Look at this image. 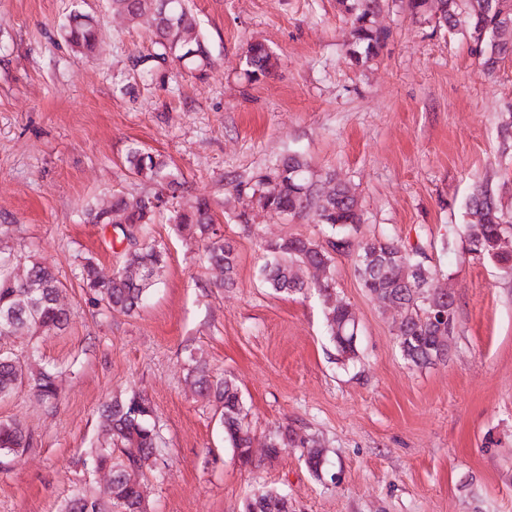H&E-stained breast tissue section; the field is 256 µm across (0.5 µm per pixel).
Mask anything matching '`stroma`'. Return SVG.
Here are the masks:
<instances>
[{
  "label": "stroma",
  "instance_id": "stroma-1",
  "mask_svg": "<svg viewBox=\"0 0 512 512\" xmlns=\"http://www.w3.org/2000/svg\"><path fill=\"white\" fill-rule=\"evenodd\" d=\"M213 64L204 78L165 64L141 77L152 17L130 21L108 0H0V251L51 264L65 286L66 329L11 336L0 347L34 353L58 373L59 398L28 387L0 398V422L22 424L29 448L0 454V512H62L76 486L105 496L91 453L106 445L97 408L142 392L163 443L139 480L148 512H244L263 488L293 512H512V276L467 251V198L498 187L512 213V150L498 136L512 105V60L487 76L463 29L436 31L409 0H383L379 53L352 62L336 0H188ZM93 15L101 40L85 59L61 37L73 14ZM277 58L247 77L250 42ZM162 156L185 202L215 199L220 230L238 253L236 285L215 288L203 243L158 216L140 242L166 266L146 305L125 315L93 307L79 265L120 268V228L88 223L85 209L113 194L155 191L125 162L131 148ZM298 153L318 188L327 175L355 192L354 243L385 236L422 244L439 283L456 296L446 362L418 368L398 347V315L363 288L355 258L335 255L336 296L358 321V356L338 360L325 307L276 293L260 273L263 240L324 238L314 214L261 209L248 223L234 187ZM205 361L233 379L256 443L279 426L315 436L313 475L300 449L242 465L224 443L221 412L188 375Z\"/></svg>",
  "mask_w": 512,
  "mask_h": 512
}]
</instances>
